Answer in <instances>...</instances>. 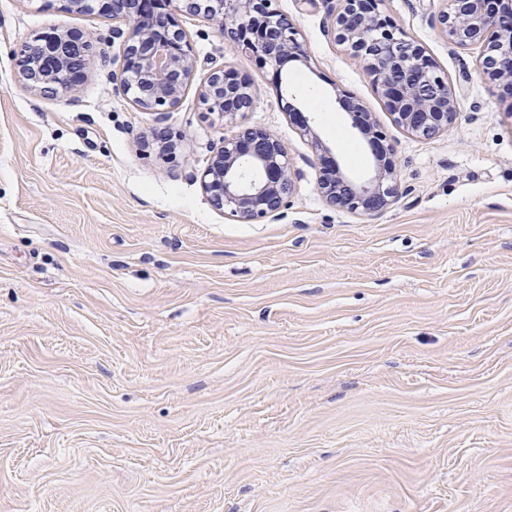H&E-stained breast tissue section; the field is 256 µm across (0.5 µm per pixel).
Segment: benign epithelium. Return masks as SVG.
I'll return each instance as SVG.
<instances>
[{"label":"benign epithelium","mask_w":512,"mask_h":512,"mask_svg":"<svg viewBox=\"0 0 512 512\" xmlns=\"http://www.w3.org/2000/svg\"><path fill=\"white\" fill-rule=\"evenodd\" d=\"M331 33L350 54L367 62L377 90L394 121L407 132L432 139L448 130L460 114V94L423 47L399 37L366 6L373 0H340ZM441 31L460 48L483 49L479 72L512 85V15L488 11L485 0H440ZM99 11L112 12L114 35L122 42L120 82L135 106L145 112L171 109L192 82L194 65L184 48L186 33L178 27L171 7L204 14L231 34L233 42L263 65L281 71L286 61L305 56L294 28L273 8V0H97ZM86 41L62 33L50 43L39 40L41 60H31L30 45L19 51V76L40 92L57 89L53 75L70 76L66 90L77 91L72 66L84 62ZM210 111L231 113L227 99L248 110L253 98L246 84L212 72L201 90ZM351 126L362 135L373 161V174L357 183L340 167L320 176L325 201L339 208L378 215L394 201L392 145L360 100L339 99ZM202 187L213 206L243 223L274 218L293 192L288 153L279 139L263 129L245 128L222 139L202 174Z\"/></svg>","instance_id":"benign-epithelium-1"}]
</instances>
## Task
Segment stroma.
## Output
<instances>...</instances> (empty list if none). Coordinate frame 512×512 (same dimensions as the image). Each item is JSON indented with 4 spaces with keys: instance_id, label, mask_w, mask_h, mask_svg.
Here are the masks:
<instances>
[{
    "instance_id": "1",
    "label": "stroma",
    "mask_w": 512,
    "mask_h": 512,
    "mask_svg": "<svg viewBox=\"0 0 512 512\" xmlns=\"http://www.w3.org/2000/svg\"><path fill=\"white\" fill-rule=\"evenodd\" d=\"M338 2L276 0L306 50L278 74L177 12L194 81L144 112L111 17L0 0V512H512V88L449 44L439 0H377L461 92L447 132L414 137L335 42ZM53 28L90 44L77 92L19 78ZM222 68L250 111L202 105ZM340 94L393 145L377 216L318 189L313 138L373 170ZM244 127L288 152L280 218L236 222L201 187Z\"/></svg>"
}]
</instances>
